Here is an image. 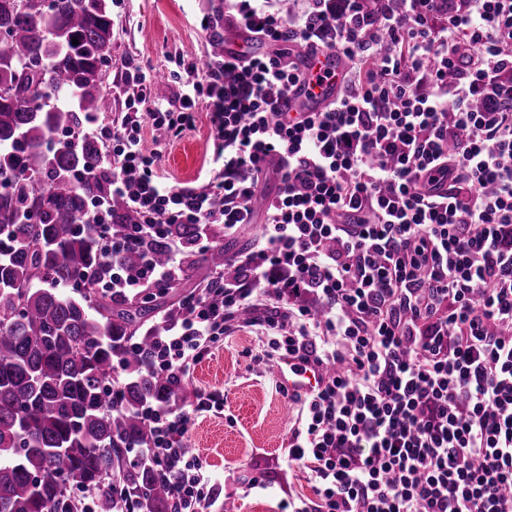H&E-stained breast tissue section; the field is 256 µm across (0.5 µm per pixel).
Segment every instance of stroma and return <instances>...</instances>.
Returning <instances> with one entry per match:
<instances>
[{"label": "stroma", "mask_w": 512, "mask_h": 512, "mask_svg": "<svg viewBox=\"0 0 512 512\" xmlns=\"http://www.w3.org/2000/svg\"><path fill=\"white\" fill-rule=\"evenodd\" d=\"M213 0H125L114 9L112 66L107 89L113 112L124 109L121 64L135 59L150 66L152 86L173 97L177 85L169 58L177 53L203 55L211 34L201 22L213 14ZM184 147L179 167L163 164L167 178L208 182L219 171L211 160L209 110L198 103L192 129L176 144H163V156ZM266 338L260 327L232 324L223 341L212 348L183 386L188 395L215 392L224 397V412L197 415L189 444L208 462L218 482L215 512H280L288 497H308L311 485L304 471L288 466V437L298 407L289 403L262 359ZM263 488H251L252 478Z\"/></svg>", "instance_id": "stroma-1"}]
</instances>
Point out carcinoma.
<instances>
[{
    "mask_svg": "<svg viewBox=\"0 0 512 512\" xmlns=\"http://www.w3.org/2000/svg\"><path fill=\"white\" fill-rule=\"evenodd\" d=\"M111 66V0H0V235L11 241L0 258V512H174L169 476L143 454L153 432L140 407L182 389L150 371L155 338L182 308L158 318L153 295L98 282L147 252L165 261L169 237L183 245V273L241 275L221 224L101 245L91 203L115 215L114 240L139 220L112 196L87 134L88 116L112 112Z\"/></svg>",
    "mask_w": 512,
    "mask_h": 512,
    "instance_id": "carcinoma-1",
    "label": "carcinoma"
}]
</instances>
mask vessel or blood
I'll use <instances>...</instances> for the list:
<instances>
[{
    "instance_id": "1",
    "label": "vessel or blood",
    "mask_w": 512,
    "mask_h": 512,
    "mask_svg": "<svg viewBox=\"0 0 512 512\" xmlns=\"http://www.w3.org/2000/svg\"><path fill=\"white\" fill-rule=\"evenodd\" d=\"M302 80L293 89L289 109L293 112H316L336 96V86L343 72L338 56L316 50L310 52L300 65ZM279 386L288 393L304 394L313 390L322 380L320 369L292 358H283L271 368Z\"/></svg>"
}]
</instances>
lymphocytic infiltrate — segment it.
Segmentation results:
<instances>
[{"mask_svg": "<svg viewBox=\"0 0 512 512\" xmlns=\"http://www.w3.org/2000/svg\"><path fill=\"white\" fill-rule=\"evenodd\" d=\"M385 2L304 0L290 16L271 0H224L268 52L177 56L170 99L124 62L125 115L88 131L107 143L113 195L141 218L133 241L170 224L235 234L277 179L243 278L185 297L151 368L185 381L227 321L261 309L268 361L326 371L290 397L304 418L288 464L313 495L286 512H512V0ZM286 42L348 62L323 111L289 114L300 72ZM202 97L221 170L199 187L163 181L143 129L180 137ZM181 263L173 240L165 263L145 258L103 288L138 295ZM202 411L223 413V396L141 408L145 454L171 477L178 512L214 504L208 463L186 448Z\"/></svg>", "mask_w": 512, "mask_h": 512, "instance_id": "obj_1", "label": "lymphocytic infiltrate"}]
</instances>
